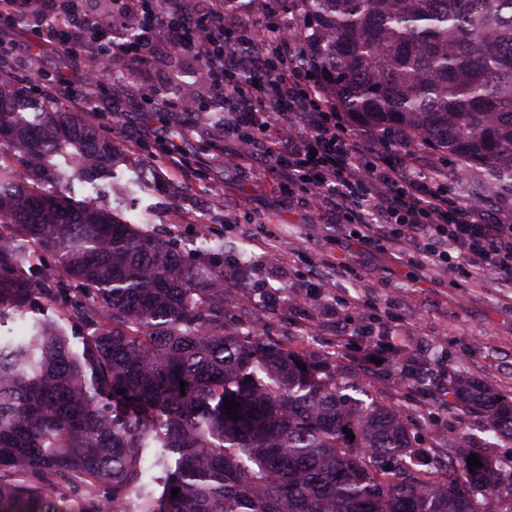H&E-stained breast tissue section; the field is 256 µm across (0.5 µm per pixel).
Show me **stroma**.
<instances>
[{"instance_id":"1","label":"stroma","mask_w":512,"mask_h":512,"mask_svg":"<svg viewBox=\"0 0 512 512\" xmlns=\"http://www.w3.org/2000/svg\"><path fill=\"white\" fill-rule=\"evenodd\" d=\"M199 68L191 57L169 55L136 92L132 86L138 81L130 62L113 58L102 94L83 115L89 122L97 118L104 124H120L112 141L128 163L118 169V177L136 175L141 159H152L149 186L129 199L125 219L134 222L139 215H148L154 232L185 241L203 236L223 239L224 265L234 271L231 281L247 293L246 305L224 315L230 330L257 332L266 342L316 361L338 354L361 386L378 392L385 404L413 423L421 447L484 445L481 422L443 394L455 379L465 378L512 396V292L443 268L406 262L392 249L366 250L345 237L332 242V226L302 199L282 194L263 175L261 157L225 135L222 123L213 118L218 101L196 77ZM178 72L200 121L180 146L202 174L171 186L164 180L163 161L166 140L178 124L167 113L154 112L150 96ZM239 155L245 156L250 174L237 168ZM266 228L280 236L277 251H269L263 242ZM242 253L249 258L243 268L237 265ZM326 253L335 256V267L321 269L319 278H311L310 264L320 262ZM349 268L357 272V279L343 277ZM350 295L376 299L377 308L354 315L373 339H406L402 355L389 356L380 375L368 376L359 363L364 339L344 352L336 350L343 328L335 299ZM400 363L425 367L420 389L397 383Z\"/></svg>"}]
</instances>
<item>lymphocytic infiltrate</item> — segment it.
Segmentation results:
<instances>
[{
    "label": "lymphocytic infiltrate",
    "mask_w": 512,
    "mask_h": 512,
    "mask_svg": "<svg viewBox=\"0 0 512 512\" xmlns=\"http://www.w3.org/2000/svg\"><path fill=\"white\" fill-rule=\"evenodd\" d=\"M279 13V0H266L259 29L245 15L225 24L223 0H162L150 14L143 0H109L99 11L81 0H0L2 33L18 30L21 16L44 19L25 43L0 41V82L30 80L31 69L13 62L18 55L121 56L143 79L164 64L165 49L191 56L224 104L225 129L259 152L281 190L340 216L338 234L512 288V222L482 197L452 198L447 172L419 168L403 132L349 133L326 87L300 67L299 47L281 36ZM117 19L140 25L136 47L113 42ZM103 84L89 68L77 86L58 72L43 93L80 111Z\"/></svg>",
    "instance_id": "f902f5d3"
}]
</instances>
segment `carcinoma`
<instances>
[{"label":"carcinoma","instance_id":"cac0c4a2","mask_svg":"<svg viewBox=\"0 0 512 512\" xmlns=\"http://www.w3.org/2000/svg\"><path fill=\"white\" fill-rule=\"evenodd\" d=\"M285 3L302 65L354 126L400 128L480 170L485 188L512 189V0ZM22 99L0 84V146L13 151L0 152V324L40 301L87 333L79 352L52 319L0 339V504L512 512V455L466 448L438 467L441 447H417L396 411L348 394L360 388L338 367L226 330L224 241L188 249L126 221L114 208L144 183L109 181L112 141ZM76 182L90 185L81 202L66 196ZM451 394L512 448V399L469 382Z\"/></svg>","mask_w":512,"mask_h":512}]
</instances>
